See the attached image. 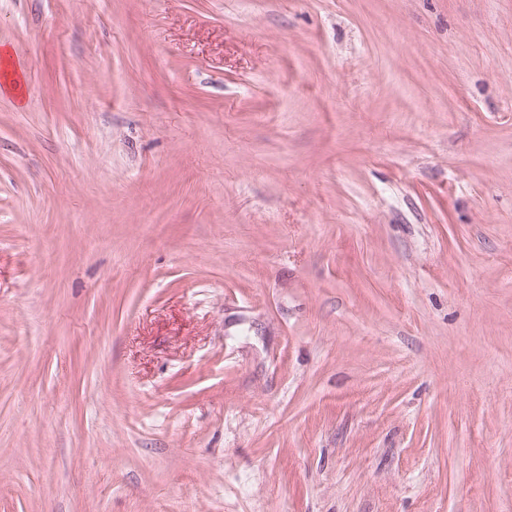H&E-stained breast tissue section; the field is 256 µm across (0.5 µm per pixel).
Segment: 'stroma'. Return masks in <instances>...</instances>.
<instances>
[{
  "label": "stroma",
  "mask_w": 512,
  "mask_h": 512,
  "mask_svg": "<svg viewBox=\"0 0 512 512\" xmlns=\"http://www.w3.org/2000/svg\"><path fill=\"white\" fill-rule=\"evenodd\" d=\"M0 43V512H512V0Z\"/></svg>",
  "instance_id": "obj_1"
}]
</instances>
